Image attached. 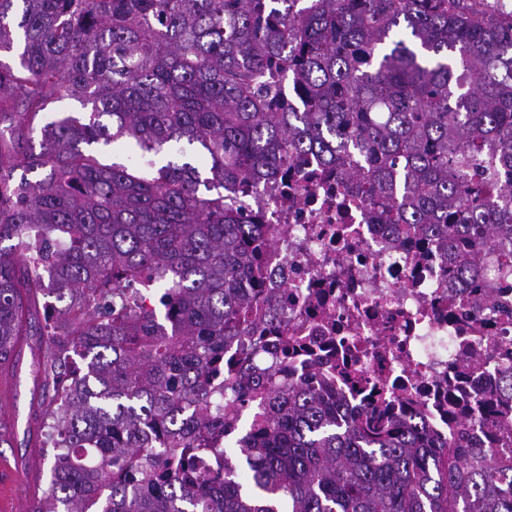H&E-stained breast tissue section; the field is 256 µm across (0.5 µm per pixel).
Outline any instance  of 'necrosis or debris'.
I'll use <instances>...</instances> for the list:
<instances>
[{"label":"necrosis or debris","mask_w":512,"mask_h":512,"mask_svg":"<svg viewBox=\"0 0 512 512\" xmlns=\"http://www.w3.org/2000/svg\"><path fill=\"white\" fill-rule=\"evenodd\" d=\"M297 163L287 184L256 178L239 195L274 234L256 298L276 318L256 366L275 367L284 385L319 369L358 411L388 396L407 413L415 397L430 428L447 431V398L496 392L512 370V318L500 311L512 305V258L486 255L477 281L488 294L475 306L470 289L455 287L449 258L384 225L316 154ZM342 339L359 347L347 367L334 353Z\"/></svg>","instance_id":"obj_1"}]
</instances>
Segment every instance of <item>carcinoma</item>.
Masks as SVG:
<instances>
[{"label": "carcinoma", "mask_w": 512, "mask_h": 512, "mask_svg": "<svg viewBox=\"0 0 512 512\" xmlns=\"http://www.w3.org/2000/svg\"><path fill=\"white\" fill-rule=\"evenodd\" d=\"M13 18L0 364L34 323L60 346L33 353L59 405L32 512H512V452L472 446L451 400L452 433L435 436L417 403L348 413L327 385L275 389L246 349L224 372L272 241L236 191L301 155L423 243L477 240L456 254L469 288L482 248L512 252V24L484 0H0V52ZM66 94L92 110L52 114ZM121 138L199 152L144 169L90 149ZM157 271L144 308L135 285ZM70 376L79 386L60 388ZM260 391L267 405L243 429ZM478 406L512 433V374Z\"/></svg>", "instance_id": "carcinoma-1"}]
</instances>
